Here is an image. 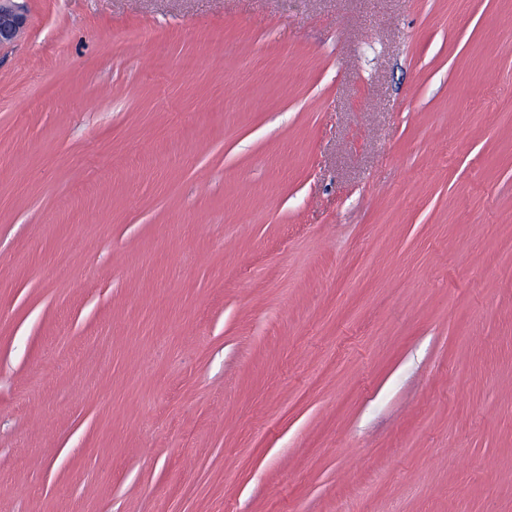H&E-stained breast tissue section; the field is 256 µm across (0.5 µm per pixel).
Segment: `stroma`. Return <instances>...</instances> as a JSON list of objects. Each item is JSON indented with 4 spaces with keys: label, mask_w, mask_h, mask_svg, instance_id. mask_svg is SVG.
<instances>
[{
    "label": "stroma",
    "mask_w": 512,
    "mask_h": 512,
    "mask_svg": "<svg viewBox=\"0 0 512 512\" xmlns=\"http://www.w3.org/2000/svg\"><path fill=\"white\" fill-rule=\"evenodd\" d=\"M23 5L0 512H512V0Z\"/></svg>",
    "instance_id": "obj_1"
}]
</instances>
